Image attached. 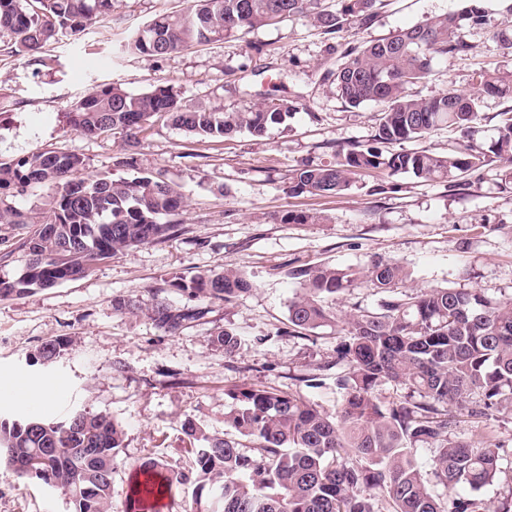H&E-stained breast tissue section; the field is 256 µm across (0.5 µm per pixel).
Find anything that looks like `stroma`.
<instances>
[{
	"label": "stroma",
	"instance_id": "obj_1",
	"mask_svg": "<svg viewBox=\"0 0 512 512\" xmlns=\"http://www.w3.org/2000/svg\"><path fill=\"white\" fill-rule=\"evenodd\" d=\"M186 0H117L110 17L65 35L44 62L12 52L0 38V160L42 150L76 154L91 174H162L183 194L185 233L113 256L88 274L50 288L0 300V415L32 412L61 419L76 410L102 412L125 429L113 476L112 512H126L129 468L147 458L189 465L186 424L208 434L224 431V391L239 384L300 394L327 410L340 401L335 370L337 334L326 329L288 335V304L300 290L294 268L328 263L363 267L380 258L410 274L405 290L478 288L512 298V187L489 160L467 189L425 182L410 174L368 172L342 195L290 194L295 166L333 161L337 150L374 133L377 104L345 103L325 74L336 56L308 19L258 26L246 34L163 57L124 52L127 36L156 14L182 10ZM461 0H383L362 29L339 43L388 37L426 19L460 9ZM470 53L433 64L417 97L471 92L473 72L512 66L489 30L471 29ZM157 84L186 100L244 110L274 97L298 104L294 117L263 136L224 138L188 134L166 120L145 132L136 169L117 166L122 139L89 138L64 127L61 114L98 86L139 94ZM397 183L394 193L383 185ZM320 213L321 223H284L286 213ZM234 264L254 287L231 303H209L208 314L176 333L150 317L157 290L173 307L190 299L168 289L174 275L223 270ZM131 296L134 313L115 310V296ZM382 298L368 278L330 300L337 319L376 308ZM244 340L225 356L211 343L216 328ZM50 339L67 342L64 355L31 364ZM320 385L305 387V375ZM41 391L40 406L14 396L17 384ZM458 437L473 444L494 439L512 448V415L463 419ZM0 512H70L68 501L38 480H18L0 467Z\"/></svg>",
	"mask_w": 512,
	"mask_h": 512
}]
</instances>
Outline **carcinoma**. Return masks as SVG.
Wrapping results in <instances>:
<instances>
[{"label":"carcinoma","instance_id":"carcinoma-1","mask_svg":"<svg viewBox=\"0 0 512 512\" xmlns=\"http://www.w3.org/2000/svg\"><path fill=\"white\" fill-rule=\"evenodd\" d=\"M190 0L179 12L153 17L132 32L125 49L148 56L220 42L257 26L306 17L325 35L368 25L378 0ZM462 8L392 36L343 48L333 76L350 106H381L367 143L336 152L335 161L294 169L289 191L337 195L366 170L410 173L425 182L463 190L469 176L493 156L507 161L500 177L512 184V106L498 113L496 135L474 140L487 94L512 100V68L479 71L476 93L445 92L417 98L412 89L431 74L435 59L466 55L471 27L492 30L512 51V0L493 18L485 0H462ZM114 0H0V36L18 52L38 53L64 34L112 14ZM294 103L266 98L244 111L183 101L171 85L140 94L119 87L88 92L63 114L66 127L88 137L120 136L129 156L156 117L194 134L224 137L242 130L262 136L286 122ZM446 129L467 140L445 154L405 149ZM34 186L48 191L47 207L28 215L12 199ZM182 194L158 176L114 178L86 173L75 154L32 152L0 162V224H29L19 239L25 265L0 276V300L50 288L84 275L113 255L184 232ZM301 290L288 304V335L337 327L327 300L368 277L384 294L374 310L349 315L336 345L338 411L329 412L299 395L251 385L224 391V433L209 435L190 425L191 464L149 458L129 473L127 512H153L149 501L175 491L190 495L191 512H512V496L495 509L478 493L494 484L512 456L496 443L481 447L454 435V405L471 418L512 413V299L497 300L478 288L451 287L400 292L409 273L395 262L366 267L314 266L291 271ZM169 287L190 298L226 303L252 290L245 273L231 265L220 272L177 275ZM207 313L176 309L155 296L152 318L168 332ZM211 342L234 355L242 338L219 328ZM66 345L43 343L33 361H57ZM384 381L407 387L387 404L376 396ZM122 426L106 413L75 411L67 418L26 415L0 421V467L19 480L38 479L66 496L71 512H112V482L124 447ZM434 451L431 473L448 490L441 499L425 480L418 450Z\"/></svg>","mask_w":512,"mask_h":512}]
</instances>
